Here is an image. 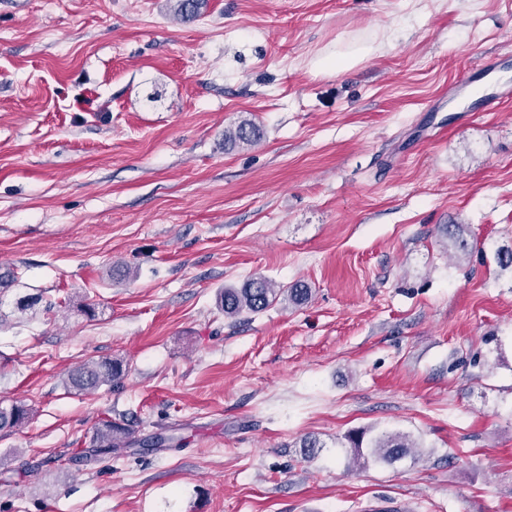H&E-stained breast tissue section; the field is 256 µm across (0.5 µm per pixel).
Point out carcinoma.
Wrapping results in <instances>:
<instances>
[{"label":"carcinoma","mask_w":512,"mask_h":512,"mask_svg":"<svg viewBox=\"0 0 512 512\" xmlns=\"http://www.w3.org/2000/svg\"><path fill=\"white\" fill-rule=\"evenodd\" d=\"M206 7V0H173L174 15L181 20H193L199 17ZM260 139V130L249 121L240 123L234 128L224 131V142L252 146ZM454 242L459 255L466 257L471 254L473 244L463 236L462 226L454 225L453 230H445ZM309 298V289L297 285L291 287L278 285L264 276H255L247 280L240 288L232 286L224 288L220 301L221 310L227 318H236L244 313H259L267 308L283 302L299 305ZM42 302V296L28 294L15 300L14 309L21 314L34 313ZM123 375L122 367L110 358L91 359L69 371L67 386L77 390H95L104 385H112ZM29 409L23 405L13 404L0 408V429L16 428L28 418ZM350 447L356 455H361V448L372 449L376 458L393 463L408 455L418 456V445L410 435L399 431H381L367 437V431L360 430L346 436ZM139 440L132 433L110 421L103 422L97 432L93 447L86 451L87 461H96L101 455H120L126 449L135 447Z\"/></svg>","instance_id":"cac0c4a2"}]
</instances>
